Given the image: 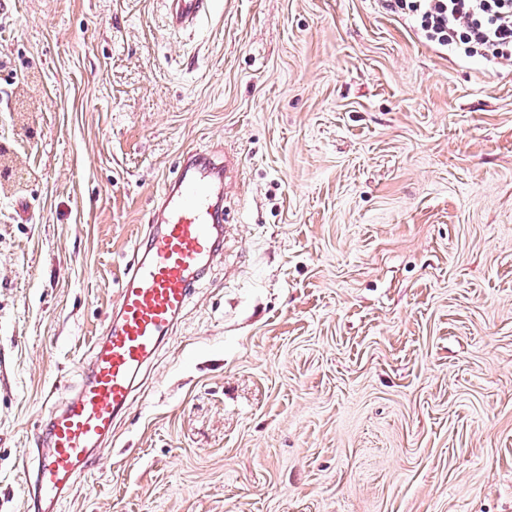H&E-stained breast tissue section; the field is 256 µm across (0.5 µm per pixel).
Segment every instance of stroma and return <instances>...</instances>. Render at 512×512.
<instances>
[{"instance_id": "obj_1", "label": "stroma", "mask_w": 512, "mask_h": 512, "mask_svg": "<svg viewBox=\"0 0 512 512\" xmlns=\"http://www.w3.org/2000/svg\"><path fill=\"white\" fill-rule=\"evenodd\" d=\"M0 512L151 201L220 145V255L58 512H512V61L382 0H13ZM33 215L19 217L18 203ZM215 0H165L166 23L170 30L194 28L207 19Z\"/></svg>"}]
</instances>
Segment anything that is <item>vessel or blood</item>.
Here are the masks:
<instances>
[{"label": "vessel or blood", "mask_w": 512, "mask_h": 512, "mask_svg": "<svg viewBox=\"0 0 512 512\" xmlns=\"http://www.w3.org/2000/svg\"><path fill=\"white\" fill-rule=\"evenodd\" d=\"M215 0H165L166 23L182 31L207 19ZM238 170L235 155L216 148L184 155L157 196L148 231L134 247L119 283L118 305L94 348L77 391L52 410L39 434L29 482L34 501L55 512L92 453L126 412L144 366L170 336L195 276L224 235V180Z\"/></svg>", "instance_id": "1"}]
</instances>
